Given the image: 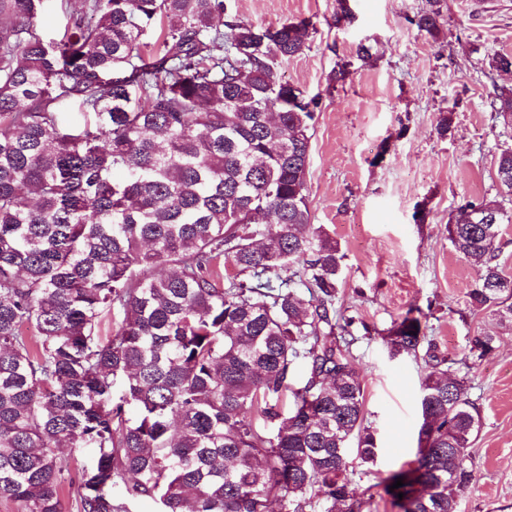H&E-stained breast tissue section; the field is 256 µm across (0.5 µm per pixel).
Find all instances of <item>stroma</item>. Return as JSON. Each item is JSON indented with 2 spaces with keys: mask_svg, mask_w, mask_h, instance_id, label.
I'll return each mask as SVG.
<instances>
[{
  "mask_svg": "<svg viewBox=\"0 0 512 512\" xmlns=\"http://www.w3.org/2000/svg\"><path fill=\"white\" fill-rule=\"evenodd\" d=\"M257 28L308 20L304 51L280 67L283 80L317 103L307 189L314 224L344 255L336 310L367 330L350 348L377 431L378 458L355 467L372 512H394L383 480L416 458L423 359L392 358L381 339L412 307L430 309L425 333L438 353L462 358L477 333L496 349L471 363L470 397L482 426L469 450L474 484L458 512H512V332L487 311L469 313L474 268L448 240L447 224L465 201L496 198V160L512 144V126L494 119L496 87L512 74L492 70L512 55V0H440L437 35L413 18L429 0H226ZM347 6L353 19L340 23ZM371 54L360 57L359 45ZM345 66L344 80L329 75ZM451 114L446 134L438 122Z\"/></svg>",
  "mask_w": 512,
  "mask_h": 512,
  "instance_id": "stroma-1",
  "label": "stroma"
}]
</instances>
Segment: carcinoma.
<instances>
[{
	"label": "carcinoma",
	"mask_w": 512,
	"mask_h": 512,
	"mask_svg": "<svg viewBox=\"0 0 512 512\" xmlns=\"http://www.w3.org/2000/svg\"><path fill=\"white\" fill-rule=\"evenodd\" d=\"M43 2L0 0V492L17 512H63L64 487L81 512H367L353 461L378 447L355 318L336 313L343 256L307 194L315 100L278 76L310 23L258 30L224 0H86L56 40ZM440 16L414 24L434 36ZM65 101L83 127L61 124ZM492 109L512 124V87ZM496 176L498 198L461 205L448 241L476 270L469 310L512 330L511 146ZM224 263L241 276L227 288ZM427 317L410 308L383 337L392 358L427 342L432 365L416 459L384 492L398 512H457L482 416L453 366L496 337L440 357ZM75 448L92 463L72 465ZM503 205L505 206L509 217L511 216V218H509L511 221H504V232L502 238V243H504V245L502 246L498 260L505 273L512 275V202L505 200Z\"/></svg>",
	"instance_id": "obj_1"
}]
</instances>
